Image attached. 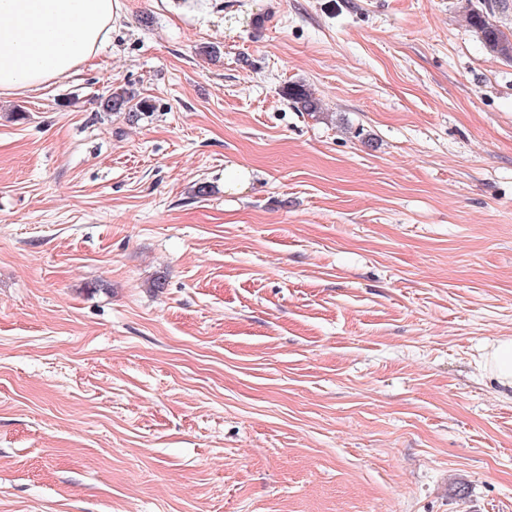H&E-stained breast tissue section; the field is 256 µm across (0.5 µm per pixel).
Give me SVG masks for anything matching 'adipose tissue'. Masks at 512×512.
Segmentation results:
<instances>
[{"instance_id":"obj_1","label":"adipose tissue","mask_w":512,"mask_h":512,"mask_svg":"<svg viewBox=\"0 0 512 512\" xmlns=\"http://www.w3.org/2000/svg\"><path fill=\"white\" fill-rule=\"evenodd\" d=\"M121 8L120 0H0V96L93 62Z\"/></svg>"}]
</instances>
